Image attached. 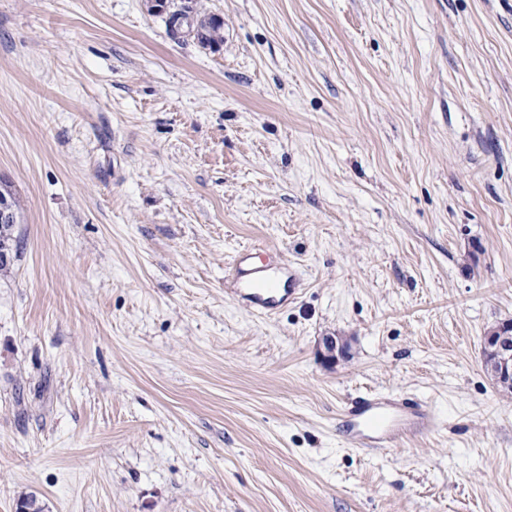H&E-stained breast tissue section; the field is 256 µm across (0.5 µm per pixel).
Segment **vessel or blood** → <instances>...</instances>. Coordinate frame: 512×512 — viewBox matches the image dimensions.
Returning <instances> with one entry per match:
<instances>
[{
  "instance_id": "obj_1",
  "label": "vessel or blood",
  "mask_w": 512,
  "mask_h": 512,
  "mask_svg": "<svg viewBox=\"0 0 512 512\" xmlns=\"http://www.w3.org/2000/svg\"><path fill=\"white\" fill-rule=\"evenodd\" d=\"M256 255V249L250 247L236 253L224 288L255 314L270 317L295 299L296 277L287 261L270 257L260 261ZM339 424L353 447L384 450L404 435L432 430L435 417L425 403L389 393H369L344 407Z\"/></svg>"
}]
</instances>
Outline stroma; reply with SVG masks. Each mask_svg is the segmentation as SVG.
<instances>
[{"label":"stroma","instance_id":"1","mask_svg":"<svg viewBox=\"0 0 512 512\" xmlns=\"http://www.w3.org/2000/svg\"><path fill=\"white\" fill-rule=\"evenodd\" d=\"M192 5L219 46L0 0V512H512V0ZM245 246L301 279L275 316ZM373 391L435 430L351 447ZM207 19H202L199 29L196 35L193 37L201 45L204 46H215L224 40L223 28L224 21L218 16L210 15L203 16ZM255 248L240 249L231 274L224 279L225 292L248 305L255 314L270 317L296 298V277L288 262L266 257L257 262ZM512 327L508 322L505 327L496 328L485 337L484 354L495 378L505 386L512 384Z\"/></svg>","mask_w":512,"mask_h":512}]
</instances>
